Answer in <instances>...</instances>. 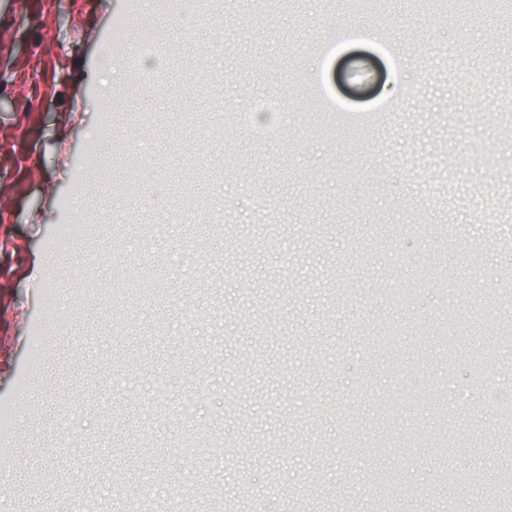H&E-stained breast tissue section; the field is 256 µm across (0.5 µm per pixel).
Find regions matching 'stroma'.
<instances>
[{
    "label": "stroma",
    "mask_w": 512,
    "mask_h": 512,
    "mask_svg": "<svg viewBox=\"0 0 512 512\" xmlns=\"http://www.w3.org/2000/svg\"><path fill=\"white\" fill-rule=\"evenodd\" d=\"M167 52L100 48L120 13ZM512 30L344 0H0V406L26 469L155 512H469L512 442ZM368 130L313 136L309 74ZM398 81L393 112L382 88ZM268 102L254 130L239 105ZM498 115L484 121L483 109ZM195 199L224 213L205 235ZM455 288L469 296H452ZM492 384L475 385L469 349ZM442 378L448 410L413 402ZM77 438L57 446L58 434Z\"/></svg>",
    "instance_id": "1"
}]
</instances>
